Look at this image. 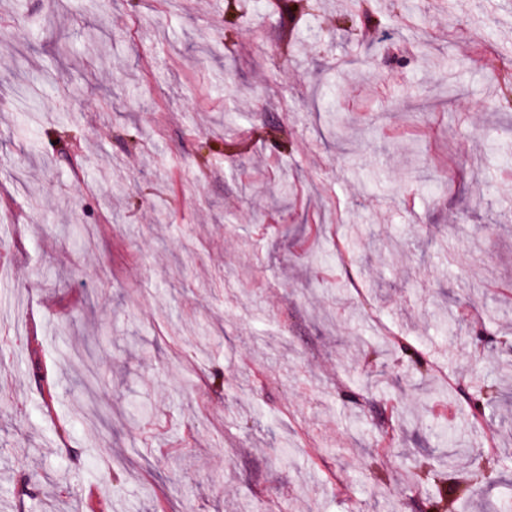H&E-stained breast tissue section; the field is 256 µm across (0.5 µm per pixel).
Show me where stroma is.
<instances>
[{
  "label": "stroma",
  "instance_id": "35a3bbf8",
  "mask_svg": "<svg viewBox=\"0 0 512 512\" xmlns=\"http://www.w3.org/2000/svg\"><path fill=\"white\" fill-rule=\"evenodd\" d=\"M288 2L0 0V512H512V0Z\"/></svg>",
  "mask_w": 512,
  "mask_h": 512
}]
</instances>
